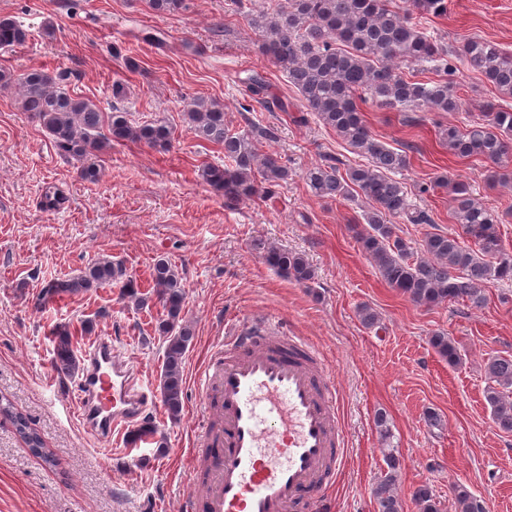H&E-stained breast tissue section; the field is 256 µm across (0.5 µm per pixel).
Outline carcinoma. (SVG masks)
Instances as JSON below:
<instances>
[{
  "label": "carcinoma",
  "mask_w": 512,
  "mask_h": 512,
  "mask_svg": "<svg viewBox=\"0 0 512 512\" xmlns=\"http://www.w3.org/2000/svg\"><path fill=\"white\" fill-rule=\"evenodd\" d=\"M260 37V52L288 78L304 107L331 128L367 164L343 167L331 157L308 168L304 181L319 198L353 201L365 206L356 219L357 241L373 260L382 278L413 303L434 307L466 302L480 307L485 301L482 284L512 282V253L504 247L500 224L512 218V207L501 213L486 208L460 181L446 177L436 185L448 190L449 211L460 233H429L423 253L415 254L395 232L388 218L410 224H432L428 212L411 207L407 192L395 173L409 165L404 151L386 146L370 131L359 102L368 99L379 108L399 112H457L461 101L454 76L465 66L478 72L499 99L512 100V52L479 36H468L454 50L435 37L426 20L448 12V0H270L254 8L256 0H237ZM27 31L13 19H0V44H19ZM66 75L43 69L21 72L0 69V85H14L22 111L36 118L65 156L87 161L83 178L100 174L97 158L112 143L142 142L164 148L172 139L166 122L139 124L118 113L108 114L90 98L72 94L64 85ZM184 117L192 133L224 148L229 164L205 165L201 177L231 201L274 194V187L288 181L291 170L282 159L260 152V139L272 132L256 125L231 131L224 124V104L191 99ZM442 144L459 158H482L491 163L487 180L503 185L512 179V108L488 102L481 118L465 129L449 126L440 131ZM269 267L303 285L315 279L305 257L296 251L270 248ZM125 276L123 267L100 260L79 275L48 282L38 298L75 295L110 285ZM153 293L166 310L158 326L164 343L160 395L171 418L183 407L184 363L193 339L182 316L186 292L171 263L158 260L152 268ZM53 366L58 376L69 377L77 368L72 332L63 326L52 331ZM436 354L450 365L461 357L447 334L430 338ZM490 383L485 400L496 426L512 432V357L491 356L487 362ZM387 471L372 488L378 512H402L395 493L401 469L395 448L383 449ZM460 512H480L479 498L465 486L454 487ZM414 499L419 512H441L427 484L418 486Z\"/></svg>",
  "instance_id": "cac0c4a2"
}]
</instances>
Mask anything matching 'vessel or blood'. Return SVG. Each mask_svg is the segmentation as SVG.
Returning <instances> with one entry per match:
<instances>
[{"instance_id": "vessel-or-blood-1", "label": "vessel or blood", "mask_w": 512, "mask_h": 512, "mask_svg": "<svg viewBox=\"0 0 512 512\" xmlns=\"http://www.w3.org/2000/svg\"><path fill=\"white\" fill-rule=\"evenodd\" d=\"M204 411L197 440L217 447L206 462L204 491L188 485L189 505L203 512H315L343 464L336 389L327 361L311 343L280 335L257 317L211 354L201 377ZM75 404L97 440L135 435L155 403L114 339L82 351Z\"/></svg>"}]
</instances>
